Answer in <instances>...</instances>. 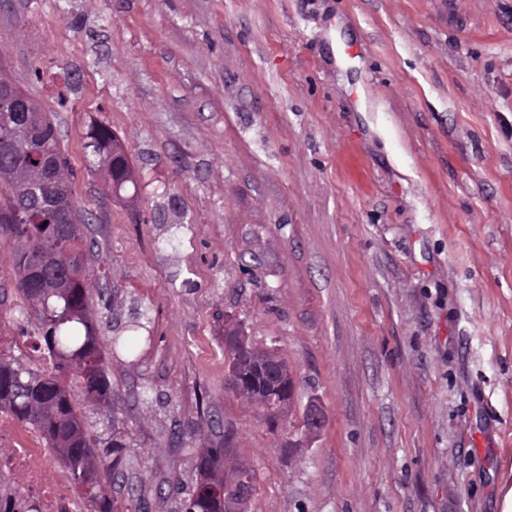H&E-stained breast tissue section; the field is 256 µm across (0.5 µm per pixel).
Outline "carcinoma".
Instances as JSON below:
<instances>
[{"instance_id": "obj_1", "label": "carcinoma", "mask_w": 512, "mask_h": 512, "mask_svg": "<svg viewBox=\"0 0 512 512\" xmlns=\"http://www.w3.org/2000/svg\"><path fill=\"white\" fill-rule=\"evenodd\" d=\"M6 119L24 126L30 140L11 150L14 162L25 169L24 176H37L42 161L47 169L42 208L31 207L19 188L0 185V234L29 242V247L19 246L14 251L15 290L20 300L38 311L33 348L48 359L50 368L38 371L0 358V410L32 425L41 434L91 502L93 512H112L107 489L112 477L124 475L126 444L118 432L112 433V439L104 446L87 435L83 413L73 402L67 377L78 380L88 398L110 402L112 385L106 370V350L134 357L140 340L133 334L113 336L106 348L90 316L86 222L73 198L71 173L56 124L43 109H6L0 112V122ZM85 139L90 164H103L113 170L112 193L128 196L130 180L124 172L130 167V160L116 136L102 124H91ZM61 227L68 232L65 251L54 246L55 233ZM65 265L69 266L66 288L59 293L49 291L47 271ZM225 348L229 388L237 390V381L244 375L251 376L264 416L272 424L284 419L294 405V399L288 397L290 373L286 363L272 349L257 353L254 344L240 334ZM229 454L226 441L201 451L199 480L183 508L192 512H225L226 501L237 493L242 480L254 481V471L246 463L236 473H224Z\"/></svg>"}]
</instances>
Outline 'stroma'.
<instances>
[{"label":"stroma","mask_w":512,"mask_h":512,"mask_svg":"<svg viewBox=\"0 0 512 512\" xmlns=\"http://www.w3.org/2000/svg\"><path fill=\"white\" fill-rule=\"evenodd\" d=\"M0 65L51 112L91 215L113 512H182L229 438L249 512H500L512 485V0H0ZM138 172L89 170L90 122ZM372 170L341 174L344 146ZM0 236V357L40 370ZM296 381L270 428L224 320ZM317 403L325 423L305 434ZM340 169L343 176L354 185L364 188L371 183V171L362 152L346 148L340 156Z\"/></svg>","instance_id":"35a3bbf8"}]
</instances>
